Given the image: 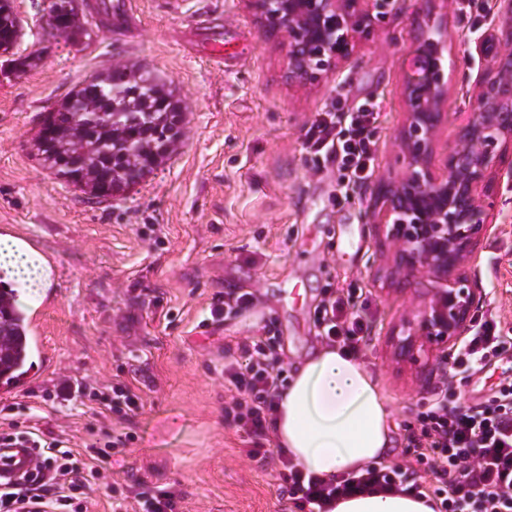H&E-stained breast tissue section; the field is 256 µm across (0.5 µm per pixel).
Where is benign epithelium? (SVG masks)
I'll list each match as a JSON object with an SVG mask.
<instances>
[{
	"label": "benign epithelium",
	"mask_w": 512,
	"mask_h": 512,
	"mask_svg": "<svg viewBox=\"0 0 512 512\" xmlns=\"http://www.w3.org/2000/svg\"><path fill=\"white\" fill-rule=\"evenodd\" d=\"M266 31L288 43V80L321 82L346 61L356 35L369 30L373 12L365 0H245ZM425 30L414 42L401 88L404 121L396 145L407 160L398 177H380L370 209L391 254L392 274L426 278L433 297L407 324L408 350L430 345L453 350L468 330L482 289L470 277L481 236L493 221L491 199L502 171L512 174V0L474 41L484 65L472 88V113L456 143L435 161L448 119V77L441 65L447 48Z\"/></svg>",
	"instance_id": "1"
}]
</instances>
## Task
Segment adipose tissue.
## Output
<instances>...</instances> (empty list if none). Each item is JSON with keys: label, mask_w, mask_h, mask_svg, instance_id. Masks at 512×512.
Instances as JSON below:
<instances>
[{"label": "adipose tissue", "mask_w": 512, "mask_h": 512, "mask_svg": "<svg viewBox=\"0 0 512 512\" xmlns=\"http://www.w3.org/2000/svg\"><path fill=\"white\" fill-rule=\"evenodd\" d=\"M0 268L38 293L49 268L30 248L0 235ZM390 410L362 361L335 347L305 357L283 391L273 431L279 448L303 471L322 478L382 461L393 445ZM332 512H433L425 498L405 493L363 494L336 500Z\"/></svg>", "instance_id": "1"}]
</instances>
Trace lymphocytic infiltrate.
<instances>
[{"label":"lymphocytic infiltrate","instance_id":"obj_1","mask_svg":"<svg viewBox=\"0 0 512 512\" xmlns=\"http://www.w3.org/2000/svg\"><path fill=\"white\" fill-rule=\"evenodd\" d=\"M375 105L365 102L348 112H323L305 134L312 159L335 163L342 188L374 173L371 124ZM327 346L364 359L373 340V322L353 288H330L315 311ZM512 348V335L500 320L482 316L464 336L453 356L454 369L477 372ZM237 355L224 359V417L249 443L244 454L265 463L276 459L282 493L296 512H331L336 499L364 492H412L434 495L437 512H512V384L499 385L483 403L459 404L454 383L442 380L406 439L412 460L378 463L324 479L304 472L265 443L275 407L286 381L274 339L254 336L239 343ZM143 398L131 380L113 384L105 410L118 427L88 425L79 459L63 440L19 420L13 406L0 407V442L37 448L33 472L0 489V512H87L94 486L111 478L112 466L124 448L139 439L131 423Z\"/></svg>","mask_w":512,"mask_h":512}]
</instances>
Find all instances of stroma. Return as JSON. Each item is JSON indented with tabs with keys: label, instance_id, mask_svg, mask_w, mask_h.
<instances>
[{
	"label": "stroma",
	"instance_id": "35a3bbf8",
	"mask_svg": "<svg viewBox=\"0 0 512 512\" xmlns=\"http://www.w3.org/2000/svg\"><path fill=\"white\" fill-rule=\"evenodd\" d=\"M462 4L436 6L452 41L443 54L451 82L440 155L472 108L483 62L469 43L499 8L483 0L478 17ZM131 7L130 20L73 43L51 31L45 0H14L23 26L14 51L40 52L42 61L0 75V234L32 239L53 259L55 301L21 299L40 313L41 355L11 402L42 431L79 438L91 410L77 397L44 402V391L62 380L78 387L135 371L144 406L134 420L139 439L123 460L135 477L129 491L177 487L183 512H289L275 465L249 460L224 418V357L268 325L279 358L296 366L321 343L315 309L325 288H359L375 332L365 365L391 408V458L410 459L406 429L451 372L452 357L423 353L413 361L392 338L428 301L430 286L386 281L390 260L368 215L374 179L341 195L335 165L312 170L304 140L318 113L372 101L380 106L371 128L376 176L405 170L395 138L410 51L425 21L420 0H388L350 59L307 87L289 82L287 42L267 35L244 0H131ZM203 14L238 54L223 69L196 56L206 40L192 23ZM118 61L172 83L185 135L140 184L99 201L61 184L31 140L46 108ZM469 274L483 290L477 313L512 329L510 174L498 181L495 221ZM229 289L256 300L204 329L213 298Z\"/></svg>",
	"mask_w": 512,
	"mask_h": 512
}]
</instances>
